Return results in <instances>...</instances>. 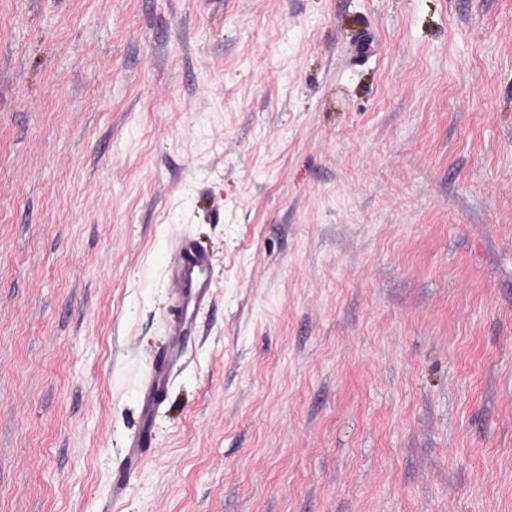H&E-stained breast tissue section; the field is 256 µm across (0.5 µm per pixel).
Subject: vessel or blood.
<instances>
[{
    "label": "vessel or blood",
    "instance_id": "vessel-or-blood-1",
    "mask_svg": "<svg viewBox=\"0 0 512 512\" xmlns=\"http://www.w3.org/2000/svg\"><path fill=\"white\" fill-rule=\"evenodd\" d=\"M210 268L209 252L195 242L186 240L176 246L167 266V277L178 298L172 311L170 354L178 353L183 348L193 325L195 312L212 304ZM168 364V357H163L153 365L144 393V416H151L159 404L160 395L167 383Z\"/></svg>",
    "mask_w": 512,
    "mask_h": 512
}]
</instances>
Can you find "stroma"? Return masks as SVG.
I'll use <instances>...</instances> for the list:
<instances>
[{
    "label": "stroma",
    "mask_w": 512,
    "mask_h": 512,
    "mask_svg": "<svg viewBox=\"0 0 512 512\" xmlns=\"http://www.w3.org/2000/svg\"><path fill=\"white\" fill-rule=\"evenodd\" d=\"M0 512H512V0H0ZM210 268L211 255L192 240H184L173 251L166 272L175 287L178 304L171 314L169 351L153 364L145 389L142 407L145 422L159 405L167 383L169 360L183 348L194 322V313L212 304Z\"/></svg>",
    "instance_id": "obj_1"
}]
</instances>
